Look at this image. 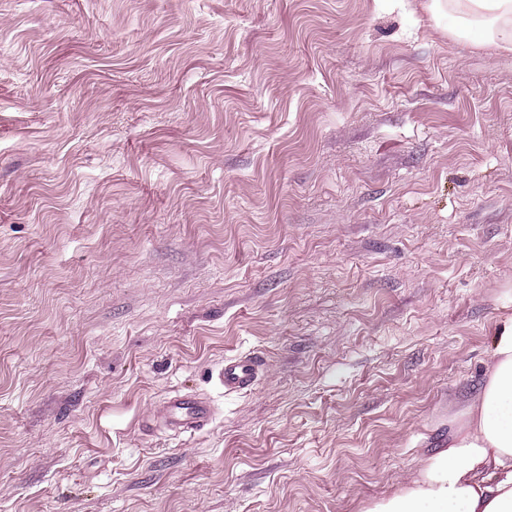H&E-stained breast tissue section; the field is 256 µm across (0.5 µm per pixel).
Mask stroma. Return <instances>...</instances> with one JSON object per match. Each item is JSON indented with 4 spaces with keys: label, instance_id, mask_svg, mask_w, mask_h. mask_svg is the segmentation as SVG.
<instances>
[{
    "label": "stroma",
    "instance_id": "1",
    "mask_svg": "<svg viewBox=\"0 0 512 512\" xmlns=\"http://www.w3.org/2000/svg\"><path fill=\"white\" fill-rule=\"evenodd\" d=\"M425 3L0 0V512H364L460 422L512 53ZM175 390L213 424L143 431ZM262 360L251 354L228 356L215 374L216 384L228 396L240 395L253 390L263 370Z\"/></svg>",
    "mask_w": 512,
    "mask_h": 512
}]
</instances>
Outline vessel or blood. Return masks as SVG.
Instances as JSON below:
<instances>
[{
    "instance_id": "obj_1",
    "label": "vessel or blood",
    "mask_w": 512,
    "mask_h": 512,
    "mask_svg": "<svg viewBox=\"0 0 512 512\" xmlns=\"http://www.w3.org/2000/svg\"><path fill=\"white\" fill-rule=\"evenodd\" d=\"M263 370L262 360L254 355H234L224 359L215 374L216 384L225 395H240L253 390ZM215 416L210 399L191 392H176L156 406L144 423L146 430L162 429L176 435L194 434L207 429Z\"/></svg>"
}]
</instances>
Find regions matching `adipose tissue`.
<instances>
[{
	"mask_svg": "<svg viewBox=\"0 0 512 512\" xmlns=\"http://www.w3.org/2000/svg\"><path fill=\"white\" fill-rule=\"evenodd\" d=\"M456 41L512 51V0H430ZM364 512H512V319L491 336L487 379L417 475Z\"/></svg>",
	"mask_w": 512,
	"mask_h": 512,
	"instance_id": "obj_1",
	"label": "adipose tissue"
}]
</instances>
